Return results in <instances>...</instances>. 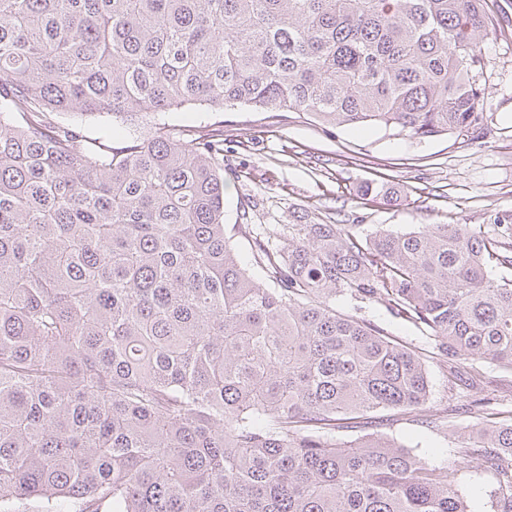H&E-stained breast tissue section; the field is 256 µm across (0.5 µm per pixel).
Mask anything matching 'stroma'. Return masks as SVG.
Returning <instances> with one entry per match:
<instances>
[{
    "instance_id": "obj_1",
    "label": "stroma",
    "mask_w": 512,
    "mask_h": 512,
    "mask_svg": "<svg viewBox=\"0 0 512 512\" xmlns=\"http://www.w3.org/2000/svg\"><path fill=\"white\" fill-rule=\"evenodd\" d=\"M504 33L482 45L486 92L478 104L484 123L477 140L451 135L427 139L397 136L378 127L328 129L299 112L178 113V120L224 132L227 237L250 261L241 205L255 224H348L365 234L382 228L409 231L428 224L489 229L494 217L512 218V0H484ZM339 312L376 324L421 352L430 395L422 410L384 411L373 419L381 431L434 464L475 426L477 400L512 410V374L486 363L487 383L457 394L448 362L425 332L394 318L381 304L340 297Z\"/></svg>"
}]
</instances>
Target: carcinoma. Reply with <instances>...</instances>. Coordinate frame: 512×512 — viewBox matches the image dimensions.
<instances>
[{"instance_id": "obj_1", "label": "carcinoma", "mask_w": 512, "mask_h": 512, "mask_svg": "<svg viewBox=\"0 0 512 512\" xmlns=\"http://www.w3.org/2000/svg\"><path fill=\"white\" fill-rule=\"evenodd\" d=\"M484 0H0V512H512V420L435 466L368 415L425 363L336 311L381 303L472 390L512 371V266L463 224L224 232V139L181 109L475 138ZM150 132L114 141L62 115ZM357 432L338 442L336 432ZM462 490L469 496L471 508L476 512H494L492 487L487 479L476 474H465L461 483Z\"/></svg>"}]
</instances>
